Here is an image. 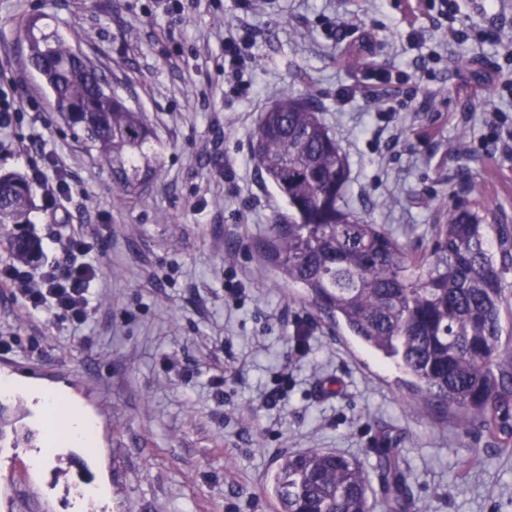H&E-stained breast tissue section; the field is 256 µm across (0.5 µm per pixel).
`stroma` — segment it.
<instances>
[{
  "instance_id": "1",
  "label": "stroma",
  "mask_w": 512,
  "mask_h": 512,
  "mask_svg": "<svg viewBox=\"0 0 512 512\" xmlns=\"http://www.w3.org/2000/svg\"><path fill=\"white\" fill-rule=\"evenodd\" d=\"M455 20L406 0H0V96L25 108L0 130V174L65 165V208L35 197L18 230L56 260L68 228L98 258L86 323L30 317L0 286V375L69 394L99 446L51 445L38 402L19 393L36 449L9 475L0 512H276L286 452L330 450L377 465L392 441L417 512H512V453L455 409L415 410L403 371L336 327L275 271L260 244L287 206L251 159L250 135L290 88L310 90L349 164L347 205L399 238L427 237L460 175L487 177L512 206V0H455ZM53 26L97 66L160 144L157 178L133 195L53 112L19 43ZM372 69L340 57L362 34ZM250 35L244 89L224 80V40ZM398 91L371 101L372 72ZM501 121L490 124L488 107Z\"/></svg>"
}]
</instances>
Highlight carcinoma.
<instances>
[{"instance_id":"1","label":"carcinoma","mask_w":512,"mask_h":512,"mask_svg":"<svg viewBox=\"0 0 512 512\" xmlns=\"http://www.w3.org/2000/svg\"><path fill=\"white\" fill-rule=\"evenodd\" d=\"M29 64L41 75L53 107L75 138L97 151L119 187L135 193L157 175L149 152L153 127L144 112L107 93L95 69L73 54L62 33L34 16L24 30ZM252 159L288 205L270 225L263 268L374 355L394 361L426 403L458 408L480 424L500 451L512 448V362L504 360L503 314L509 299L492 236L502 207L473 178L467 202L446 207L425 247L399 240L345 204L349 168L336 138L318 116L313 94L291 88L251 133ZM35 193L27 180L0 175V236L19 259L40 243L7 231L27 221ZM386 512H413L400 451L378 452ZM364 465L333 451L285 453L272 477L278 512H370Z\"/></svg>"}]
</instances>
